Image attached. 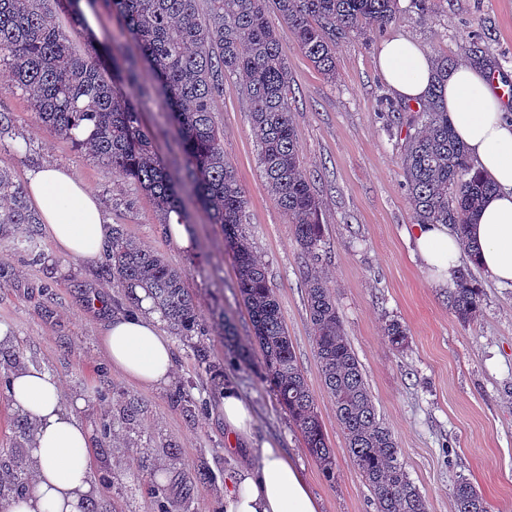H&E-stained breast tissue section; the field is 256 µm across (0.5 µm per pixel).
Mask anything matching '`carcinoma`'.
Instances as JSON below:
<instances>
[{"mask_svg": "<svg viewBox=\"0 0 512 512\" xmlns=\"http://www.w3.org/2000/svg\"><path fill=\"white\" fill-rule=\"evenodd\" d=\"M47 0H0V65L8 67L12 87L27 94L38 118L112 171L135 180L152 198L163 230L186 223L178 187L157 157L134 100L117 85L137 84L141 65L154 73L177 126L191 188L214 224L221 226L231 253L236 288L260 349V377L303 435L306 448L327 477L335 474L333 451L316 401L299 366L284 326L278 299L265 268L256 259L244 218L247 200L224 156V132L213 117L214 98L223 78L240 80L249 105L257 160L268 191L292 224L305 264L309 318L322 384L333 402L354 468L368 487L375 512H428L410 480L394 433L377 415L363 369L346 335L332 287L317 270L322 261V201L315 180L306 176L296 138L295 99L288 81L267 0H110L125 20L126 33L141 47V57H118L120 44L108 48L114 64L107 75L99 57L74 53L52 24ZM399 0H274L281 20L314 69L336 79V42L364 31L384 30L400 12ZM461 56L487 72L503 68L476 38L461 46ZM436 80L428 99L412 107L391 98L382 102L389 129L409 124L417 112L421 127L406 137L400 170L416 224H447L467 238V226L493 185L474 171L466 147L457 139L442 103V87L454 68L446 55L435 59ZM0 201L7 208L1 224H17V242L34 254L42 218L27 202L26 190L0 167ZM107 260L100 274L121 289L117 304H140L142 288L155 310L182 336L198 332L199 311L186 288L185 273L163 255L147 250L112 226ZM483 293L469 269L459 272L448 291V307L459 323L476 319ZM391 346L408 344L402 323L385 326ZM455 512H489L487 501L465 478L452 489Z\"/></svg>", "mask_w": 512, "mask_h": 512, "instance_id": "carcinoma-1", "label": "carcinoma"}]
</instances>
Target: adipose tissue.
<instances>
[{"label":"adipose tissue","instance_id":"1","mask_svg":"<svg viewBox=\"0 0 512 512\" xmlns=\"http://www.w3.org/2000/svg\"><path fill=\"white\" fill-rule=\"evenodd\" d=\"M379 70L395 96L424 101L434 82L431 55L395 33L382 44ZM443 103L456 135L466 145L476 171L496 186L473 224L471 249L443 224H418L416 253L439 287L454 286L464 254L501 285L512 284V105L486 73L462 65L448 74ZM25 188L40 212L56 251L85 263L96 262L112 235L95 194L66 167L27 172ZM134 315L105 323L100 345L112 366L144 389L167 384L173 356L149 299ZM9 393L33 431L29 438L32 476L27 491L0 512H84L98 489L92 478L90 431L75 416L83 402L66 398L58 377L33 366L16 368ZM224 426L234 442L252 443L255 424L248 401L233 387L221 397ZM224 512H320V503L295 463L275 444L262 442L258 461L237 469L224 495Z\"/></svg>","mask_w":512,"mask_h":512}]
</instances>
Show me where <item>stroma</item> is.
<instances>
[{
    "label": "stroma",
    "mask_w": 512,
    "mask_h": 512,
    "mask_svg": "<svg viewBox=\"0 0 512 512\" xmlns=\"http://www.w3.org/2000/svg\"><path fill=\"white\" fill-rule=\"evenodd\" d=\"M79 7L93 15L95 27L75 30L69 6L59 0L51 5L53 21L72 49L103 56L117 41L127 53L139 54L108 0H80ZM269 18L288 64L305 168L316 176L322 200V268L378 416L394 433L429 512H453L451 490L461 475L482 493L490 512H512V287L474 269L475 283L485 295L483 310L470 325H461L448 307L447 290L431 284L414 254L412 213L399 168L404 139L399 131H387L379 116V100L389 93L377 64L384 33L371 31L339 42L336 78L330 81L299 51L277 12ZM391 29L434 57H458L464 43L481 35L488 50L505 60L504 74L512 81V0H431L426 20L403 12ZM130 93L167 172L181 181L185 160L178 130L149 67H141ZM0 111L15 119L13 136L0 142V166L20 183L33 168H69L97 196L109 224L122 225L128 236L184 270L206 330L202 336L171 334L172 379L158 390L139 388L112 368L99 344L103 323L118 312V291L111 281L101 278L98 266L58 253L46 237L38 256H31L15 247L13 225L0 227V324L15 338L10 348L0 349V377L34 365L57 375L66 395L83 399L75 415L91 434L92 473L101 487L98 512H159L161 499L172 512H224L228 476L257 460L256 454L229 448L217 409L226 380L254 409L255 442H273L302 468L321 512H374L323 389L303 261L291 226L261 177L249 107L234 80H225L223 94L216 97L214 118L224 132V154L248 200V234L334 451L331 480L304 447L258 368L228 363L229 350L215 325L217 313L232 319L240 345L250 344L252 326L221 228L211 223L194 194L180 193L194 237L193 250L185 252L164 234L150 196L42 124L1 66ZM391 319L407 328L403 350L393 349L384 334ZM133 399L139 409L131 419L126 407ZM18 417L0 386V459L26 474L30 455L27 441L15 437ZM202 472L210 482L190 487V479ZM157 482L163 486L159 498L153 493Z\"/></svg>",
    "instance_id": "stroma-1"
}]
</instances>
